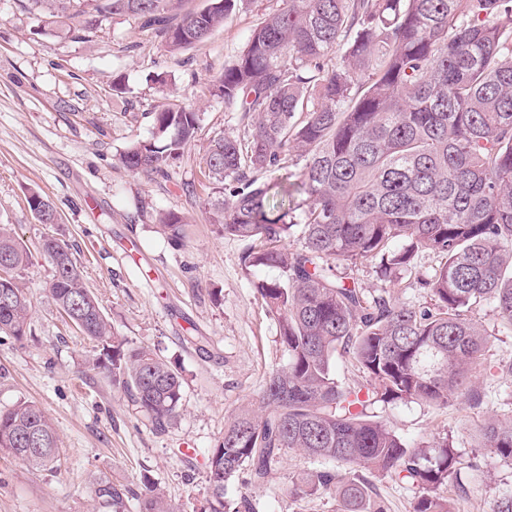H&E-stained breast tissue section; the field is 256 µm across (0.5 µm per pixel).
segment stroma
Listing matches in <instances>:
<instances>
[{
  "label": "stroma",
  "instance_id": "obj_1",
  "mask_svg": "<svg viewBox=\"0 0 512 512\" xmlns=\"http://www.w3.org/2000/svg\"><path fill=\"white\" fill-rule=\"evenodd\" d=\"M280 0H239L232 21L203 44L173 54L156 30L131 17L97 16L86 30L44 26L24 0H0V224L26 245L21 281L32 303L31 332L0 338V409L20 401L52 420L63 456L58 469L37 471L0 455V512H92V483L105 474L142 490L159 486L180 512H197L208 495L207 455L228 420L254 403L268 375L287 361L255 284L275 270L245 266L246 241L210 223L214 189L203 175L211 140L235 121L212 89L213 76L245 46L251 30ZM164 76L177 88L162 93ZM179 103L200 115V129L183 157L153 174H135L120 156L153 136L152 114ZM38 191L55 205L57 221L39 223L28 205ZM175 212L187 220L183 240L169 239L157 220ZM67 241L86 287L114 335L127 347H147L171 361L184 379L179 416L166 432L152 424L92 366L96 342L69 323L48 297L54 268L41 251L44 236ZM435 255L418 252L412 270L385 280L374 262L357 275L369 292L418 308L432 306L417 276L431 275ZM474 316L490 345L473 374L482 407L462 400L378 404L377 421L412 444L449 443L460 462V484L441 493L453 512H494L512 489V462L484 448L489 416H512V324L488 304ZM319 461L288 451L263 487L237 477L231 500L247 496L254 512H338L327 495L296 497L291 482ZM387 512H413L416 489L371 475Z\"/></svg>",
  "mask_w": 512,
  "mask_h": 512
}]
</instances>
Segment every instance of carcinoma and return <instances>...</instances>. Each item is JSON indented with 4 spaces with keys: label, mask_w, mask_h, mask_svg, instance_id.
<instances>
[{
    "label": "carcinoma",
    "mask_w": 512,
    "mask_h": 512,
    "mask_svg": "<svg viewBox=\"0 0 512 512\" xmlns=\"http://www.w3.org/2000/svg\"><path fill=\"white\" fill-rule=\"evenodd\" d=\"M46 24L80 14L127 16L157 26L168 51L206 42L237 0H208L170 25L175 0H27ZM253 29L243 51L213 79L237 131L210 142L205 173L219 196L211 220L224 235L250 241L245 261L279 276L256 284L287 365L269 375L257 401L224 427L207 456L208 497L200 512H252L226 500L246 471L265 485L288 450L340 462L295 479L298 496L332 494L339 512H387L367 477L395 475L419 490L413 512H451L437 490L457 471L454 449L423 452L368 415L377 403H483L472 387L489 340L473 317L482 303L512 323V0H281ZM187 106L154 113L153 138L121 154L133 173L179 160L199 130ZM294 165L300 182L261 181ZM305 195V206L294 193ZM28 204L42 224L57 222L47 196ZM160 223L178 240L185 219ZM296 235L301 247H288ZM41 250L55 275L49 295L82 333L102 345V368L155 429L171 427L183 400L178 368L148 348H124L85 288L70 247L54 236ZM428 250L440 263L420 280L434 298L418 310L356 276L361 260L385 278ZM345 271L332 273L333 263ZM29 254L0 224V334L30 332L31 301L18 273ZM353 361L361 383L336 378V355ZM484 446L512 462V419L489 420ZM35 470L56 469L61 442L33 402L0 411V455ZM96 512H177L145 482L133 492L100 476Z\"/></svg>",
    "instance_id": "1"
}]
</instances>
